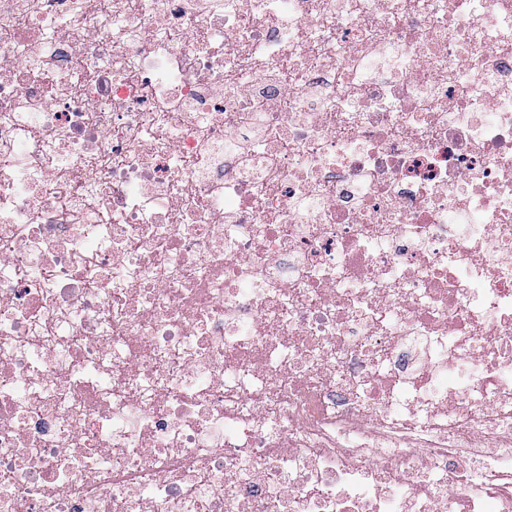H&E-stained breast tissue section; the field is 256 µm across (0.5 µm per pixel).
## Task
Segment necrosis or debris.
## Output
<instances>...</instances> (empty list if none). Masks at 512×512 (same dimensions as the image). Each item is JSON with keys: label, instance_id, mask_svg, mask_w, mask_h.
Segmentation results:
<instances>
[{"label": "necrosis or debris", "instance_id": "4bbe7bcc", "mask_svg": "<svg viewBox=\"0 0 512 512\" xmlns=\"http://www.w3.org/2000/svg\"><path fill=\"white\" fill-rule=\"evenodd\" d=\"M0 512H512V0H0Z\"/></svg>", "mask_w": 512, "mask_h": 512}]
</instances>
